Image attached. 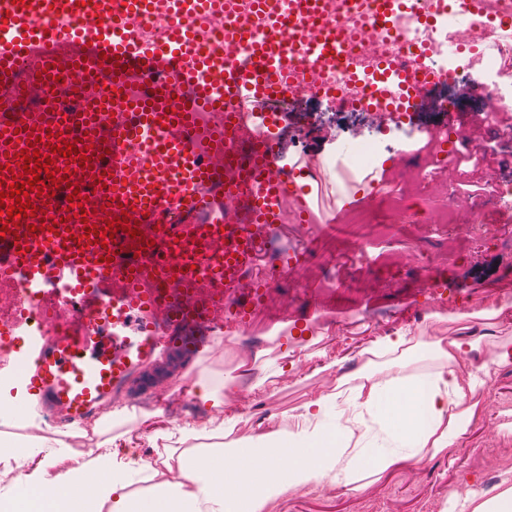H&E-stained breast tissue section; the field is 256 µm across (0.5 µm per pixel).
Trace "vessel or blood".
<instances>
[{"label": "vessel or blood", "instance_id": "1", "mask_svg": "<svg viewBox=\"0 0 512 512\" xmlns=\"http://www.w3.org/2000/svg\"><path fill=\"white\" fill-rule=\"evenodd\" d=\"M235 0H0V89L21 100L62 78L66 85L125 83L138 92L126 100L87 99L75 123L58 112L29 118L0 113V163L12 165L27 139L53 133L94 145L85 167L54 154L68 180L51 199L57 232L0 236V279L25 289L26 307L54 334L39 328L21 337L15 379L27 410L44 407L79 421L118 396L129 376L165 348L196 352L183 327L207 325L208 309L196 291L212 279L234 287L280 231L279 201L292 172L279 171L277 141L259 135L241 150L237 131L247 100L270 97L295 83L293 63L307 58L335 68L348 45L366 39L344 25L306 38L289 31L275 41L249 40L251 64L229 63L204 46L198 27L208 15H232ZM163 11L171 29L164 47L143 42L126 26L128 10ZM93 26H84V19ZM400 0H378L374 21L390 30L407 20ZM118 55L114 73L103 51ZM405 82L412 108L434 76L428 67L390 68ZM80 191L87 220L69 219L62 195ZM109 212H101V205ZM127 214L141 224L148 245L133 252L116 232L107 245L76 240L84 223L104 225ZM224 241L223 251L210 245Z\"/></svg>", "mask_w": 512, "mask_h": 512}]
</instances>
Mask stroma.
I'll list each match as a JSON object with an SVG mask.
<instances>
[{
    "label": "stroma",
    "instance_id": "1",
    "mask_svg": "<svg viewBox=\"0 0 512 512\" xmlns=\"http://www.w3.org/2000/svg\"><path fill=\"white\" fill-rule=\"evenodd\" d=\"M424 96L423 106L399 120L386 112L337 110L312 95L285 109L269 103V110L284 113L277 134L285 164L344 158L357 139L376 133L381 150L350 187L338 185L332 168L310 183L315 223L285 224L258 266L279 264L286 253L301 254L302 261L281 273L246 324L201 353L163 355L158 369L119 402L162 408L174 428H203L195 447L227 448L291 429V409L345 374L369 364L392 368V356L371 361L359 355L361 347L400 332L453 336L451 317L512 309V199L493 198L495 186L512 185V138L486 123L482 103L462 86H431ZM451 118L487 158L476 170L438 172V196L448 195L449 182L463 187L453 196L451 223L414 207L400 216L389 212L375 183L409 179V154ZM480 203L495 226L493 236H484L474 221ZM359 246L369 261L361 272L350 261ZM203 377L222 386L224 414L232 419L215 433L206 429L209 405L177 390ZM480 398V412L454 448L361 479L355 488H299L269 500L264 512H468L464 501L476 487L489 497L512 486L511 364L491 368Z\"/></svg>",
    "mask_w": 512,
    "mask_h": 512
}]
</instances>
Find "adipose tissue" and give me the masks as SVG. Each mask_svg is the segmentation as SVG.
Wrapping results in <instances>:
<instances>
[{
	"instance_id": "adipose-tissue-1",
	"label": "adipose tissue",
	"mask_w": 512,
	"mask_h": 512,
	"mask_svg": "<svg viewBox=\"0 0 512 512\" xmlns=\"http://www.w3.org/2000/svg\"><path fill=\"white\" fill-rule=\"evenodd\" d=\"M483 340L477 333L429 341L397 334L386 340L383 353L399 362L430 358L438 369L383 378L357 371L350 395L322 389L302 401L294 410V430L203 451L175 448L196 437L195 426L174 432L161 411L140 415L126 406L102 416L107 437L97 447L71 448L36 432L35 421L9 394L10 379L2 376L0 416L30 433L0 434V512H263L271 497L290 490L326 482L348 486L422 452H444L474 420L483 374L512 364V343L502 342L490 364L460 376V357L472 356ZM331 406L334 424L320 427ZM362 409L378 416L394 449L379 448L368 437L358 416ZM144 434L163 448L143 466L149 487L133 492L124 459Z\"/></svg>"
}]
</instances>
